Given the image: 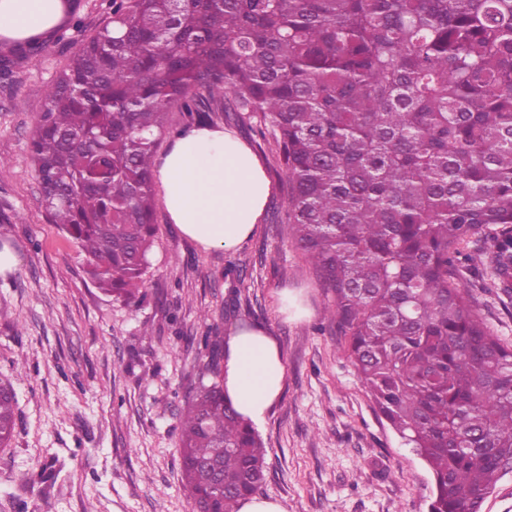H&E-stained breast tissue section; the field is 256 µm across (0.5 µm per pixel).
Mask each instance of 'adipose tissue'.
Listing matches in <instances>:
<instances>
[{
	"mask_svg": "<svg viewBox=\"0 0 512 512\" xmlns=\"http://www.w3.org/2000/svg\"><path fill=\"white\" fill-rule=\"evenodd\" d=\"M62 0H0V36L23 39L52 30ZM173 224L206 249H236L262 220L273 183L259 155L224 126L194 127L172 141L155 167ZM224 391L236 410L262 424L284 383L276 340L261 327L231 333L224 356Z\"/></svg>",
	"mask_w": 512,
	"mask_h": 512,
	"instance_id": "adipose-tissue-1",
	"label": "adipose tissue"
}]
</instances>
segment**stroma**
Returning a JSON list of instances; mask_svg holds the SVG:
<instances>
[{"label":"stroma","mask_w":512,"mask_h":512,"mask_svg":"<svg viewBox=\"0 0 512 512\" xmlns=\"http://www.w3.org/2000/svg\"><path fill=\"white\" fill-rule=\"evenodd\" d=\"M109 12L82 0L83 30L25 71L0 78V381L16 428L0 449V512H190L175 430L210 356L205 335L259 325L285 366L280 399L257 431L267 448L260 494L285 512H428L432 475L378 415L342 345L314 267L287 224L262 219L235 251L206 249L156 208L157 234L136 301L94 284L84 252L40 204L30 139L48 84ZM216 124L257 147L285 214L287 184L259 120ZM491 243L466 263L475 311L512 343V285L488 288Z\"/></svg>","instance_id":"1"}]
</instances>
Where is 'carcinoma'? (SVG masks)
Instances as JSON below:
<instances>
[{
  "label": "carcinoma",
  "instance_id": "carcinoma-1",
  "mask_svg": "<svg viewBox=\"0 0 512 512\" xmlns=\"http://www.w3.org/2000/svg\"><path fill=\"white\" fill-rule=\"evenodd\" d=\"M47 47L0 39V74ZM210 102L272 138L289 236L377 410L429 466V512H480L512 469V345L475 313L460 256L487 237L492 274L512 270V0H112L48 85L30 150L51 222L117 299L149 269L167 108L204 125ZM218 346L176 426L192 512H238L266 479ZM15 410L0 385L1 448Z\"/></svg>",
  "mask_w": 512,
  "mask_h": 512
}]
</instances>
